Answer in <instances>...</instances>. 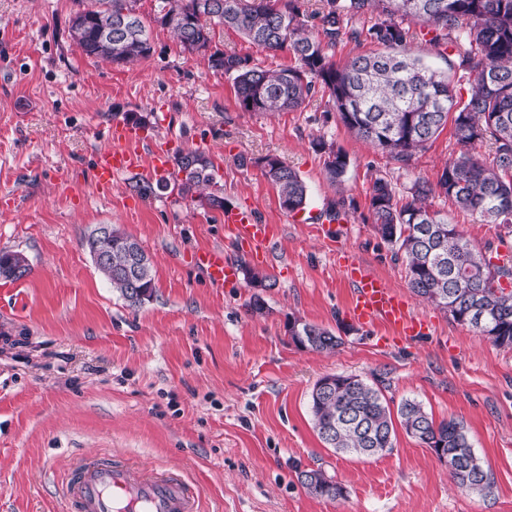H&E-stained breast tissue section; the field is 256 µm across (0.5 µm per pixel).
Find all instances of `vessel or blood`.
Masks as SVG:
<instances>
[{
	"label": "vessel or blood",
	"instance_id": "b4317fda",
	"mask_svg": "<svg viewBox=\"0 0 512 512\" xmlns=\"http://www.w3.org/2000/svg\"><path fill=\"white\" fill-rule=\"evenodd\" d=\"M109 137L112 148L97 154L94 163L96 184L104 191L111 189L116 177L141 165V141L133 129L116 125ZM224 226L259 256L273 238L271 226L259 223L248 210L227 209ZM193 263L204 268L212 285L219 288L237 277L236 266L219 249L196 251ZM341 273L353 287L351 312L356 321L380 323L404 336L421 334L423 325L407 302L366 264L345 261ZM63 497L66 512H199L196 493L181 478L96 455L82 457L73 467Z\"/></svg>",
	"mask_w": 512,
	"mask_h": 512
}]
</instances>
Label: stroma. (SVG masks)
Listing matches in <instances>:
<instances>
[{"label": "stroma", "mask_w": 512, "mask_h": 512, "mask_svg": "<svg viewBox=\"0 0 512 512\" xmlns=\"http://www.w3.org/2000/svg\"><path fill=\"white\" fill-rule=\"evenodd\" d=\"M157 0H139L152 44L146 59L116 65L82 54L71 40L73 0H0V251L23 254L19 280L0 277V512H61L60 486L74 457L105 455L173 467L201 492L203 512H512V348L492 345L410 290L402 262L367 222L369 189L437 181L460 147L445 128L401 165L325 117L322 93L297 111H242L231 78L206 57L184 52L155 21ZM213 48L264 66H291L228 28ZM146 119L142 168L104 193L97 153L110 147L119 113ZM324 139L347 153L342 184H331ZM199 148L212 157L228 207L247 206L279 227L264 262L224 228V215L156 182L153 145ZM273 155L308 187L306 210L291 215L257 163ZM354 200L341 222L329 204ZM432 208L477 249L512 256V236L444 197ZM111 224L149 256L155 293L132 307L113 292L86 247ZM219 246L238 270L270 275V289L245 277L210 285L192 254ZM365 262L426 320L407 339L353 321V289L336 251ZM260 295L264 313L249 302ZM299 318L341 336L334 352L296 346ZM328 374L383 381L393 403L420 401L434 421H462L494 476L484 496L462 493L431 448L397 430L391 453L356 458L327 448L309 399ZM322 468L345 495H309L297 472Z\"/></svg>", "instance_id": "35a3bbf8"}]
</instances>
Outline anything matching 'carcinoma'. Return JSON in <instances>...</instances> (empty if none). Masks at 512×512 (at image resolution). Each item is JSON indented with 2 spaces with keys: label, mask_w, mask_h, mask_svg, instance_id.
I'll use <instances>...</instances> for the list:
<instances>
[{
  "label": "carcinoma",
  "mask_w": 512,
  "mask_h": 512,
  "mask_svg": "<svg viewBox=\"0 0 512 512\" xmlns=\"http://www.w3.org/2000/svg\"><path fill=\"white\" fill-rule=\"evenodd\" d=\"M69 36L88 57L124 65L147 57L152 50L146 27L137 13L138 0H74ZM159 0L155 21L168 29L190 54L208 57L209 67L232 77L237 102L245 112L273 114L300 109L317 90L328 94L340 122L357 139L406 165L426 149L447 124L461 145L434 184L415 179L404 194L383 177L369 192L368 220L405 265L409 288L417 296L442 305L451 318L482 333L488 325L497 347H512V264H497L477 250L458 225L430 209L429 198L442 195L462 211L512 234V0ZM372 25H358L367 14ZM430 35L429 43L447 51L448 67L468 76L467 100L457 96L450 74L426 65L410 47L411 25ZM227 26L269 51H289L296 65L268 67L249 56L211 50L214 27ZM373 42L374 55L360 54L338 66L337 44ZM489 143L493 159L473 153ZM316 150L328 155L327 178L339 183L348 168L347 154L318 140ZM263 176L276 190L281 209L302 211L307 186L299 173L275 156ZM171 180L138 183L134 190L148 196L170 186L202 208L222 211L211 156L199 149L180 151L173 159ZM88 249L98 246L112 257L99 273L132 307L150 300L155 282L150 258L139 243L117 228L112 238L91 235ZM30 271L18 252H0V276L18 280ZM292 341L320 352L336 350L342 338L314 323L289 325ZM327 393L315 386L310 412L315 431L329 448L358 457H375L394 448L395 426L427 447L448 467L458 490L488 494L491 470L475 454L464 424L435 423L415 400H404L392 411L382 389L342 374ZM298 481L312 496L335 500L344 487L320 468L298 472Z\"/></svg>",
  "instance_id": "carcinoma-1"
}]
</instances>
